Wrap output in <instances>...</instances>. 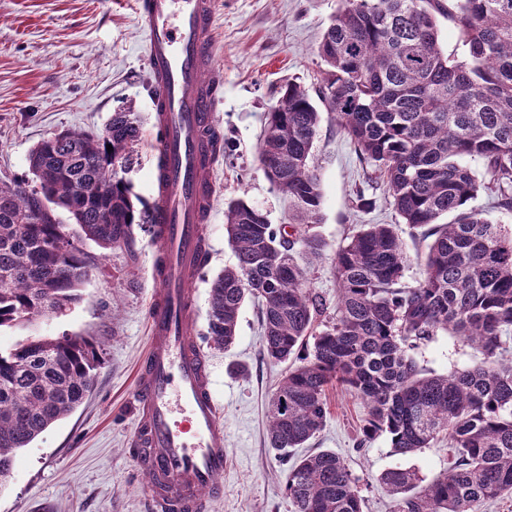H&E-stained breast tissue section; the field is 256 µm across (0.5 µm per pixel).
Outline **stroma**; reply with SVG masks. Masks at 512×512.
<instances>
[{"mask_svg":"<svg viewBox=\"0 0 512 512\" xmlns=\"http://www.w3.org/2000/svg\"><path fill=\"white\" fill-rule=\"evenodd\" d=\"M215 63L224 74L219 127L232 150L214 173L212 218L205 231L212 243L208 265L192 285L197 310L195 336L211 371L224 419L228 451L224 493L208 512H292L287 495L289 462L267 439L268 403L287 364L263 354L260 309L246 301L237 337L216 349L205 336L209 281L235 255L224 230V207L242 198L267 212L271 223L289 218L287 196L266 177L257 146L268 112L288 83L316 91L324 63L318 46L339 0H215ZM134 0H0V178L28 172L31 149L53 132L104 129L118 107L132 105L151 129L148 73ZM321 178V220L309 234L323 243L320 257L301 255L308 286L336 301L332 258L362 224H393L407 249L420 231L401 223L384 191L368 187L353 145L330 114H323L313 149ZM372 198L357 206V192ZM133 250L113 248L95 264L82 286V299L63 314L29 327L0 330V347L30 336L61 334L94 342L102 367L94 389L69 416L17 451L0 477V512H149L148 478L129 454L136 426L132 389L148 342L146 307L155 241L135 233ZM413 356L439 373L472 365L479 353L445 333ZM325 425L293 456L329 450L342 457L363 484V512H393L395 498L379 482L392 467L416 470L431 482L448 468V447L438 442L412 454L393 452L386 438L361 443L366 409L336 387L327 390Z\"/></svg>","mask_w":512,"mask_h":512,"instance_id":"stroma-1","label":"stroma"}]
</instances>
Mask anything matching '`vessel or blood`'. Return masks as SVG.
<instances>
[{
  "label": "vessel or blood",
  "mask_w": 512,
  "mask_h": 512,
  "mask_svg": "<svg viewBox=\"0 0 512 512\" xmlns=\"http://www.w3.org/2000/svg\"><path fill=\"white\" fill-rule=\"evenodd\" d=\"M135 14L147 41L155 117L157 288L147 309L151 340L133 394L130 450L149 478L151 512H207L209 498L224 493V423L193 338L190 285L207 259L198 246L211 221V172L219 158L210 145L224 93L211 36L215 0H137Z\"/></svg>",
  "instance_id": "1"
}]
</instances>
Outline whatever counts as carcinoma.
Listing matches in <instances>:
<instances>
[{"label": "carcinoma", "mask_w": 512, "mask_h": 512, "mask_svg": "<svg viewBox=\"0 0 512 512\" xmlns=\"http://www.w3.org/2000/svg\"><path fill=\"white\" fill-rule=\"evenodd\" d=\"M466 47L444 53L440 19ZM318 98L347 134L371 183L385 187L403 223L422 229V273L404 283L408 255L391 224H366L333 258L334 308L307 287L295 245L316 224L321 179L310 158L321 121L308 91L282 90L267 113L259 162L294 211L274 225L238 198L224 208L236 262L210 282L206 336L236 340L246 297L260 302L263 352L292 357L271 401L267 436L301 448L328 413L336 382L366 407L361 441L385 437L399 454L448 441V470L422 484L384 471L395 512H478L512 495V229L467 204L490 191L512 212V0H341L318 48ZM142 127L119 109L100 133L66 129L28 157L29 175L0 179V329L61 314L103 250H133L149 206L123 177ZM113 150H107V146ZM68 214L70 223L58 217ZM454 215L451 223L442 219ZM449 333L482 359L450 373L418 367L410 352ZM95 347L73 336L28 338L0 348V475L15 452L72 413L94 387ZM293 512H363L359 479L331 451L297 459L288 474Z\"/></svg>", "instance_id": "cac0c4a2"}]
</instances>
